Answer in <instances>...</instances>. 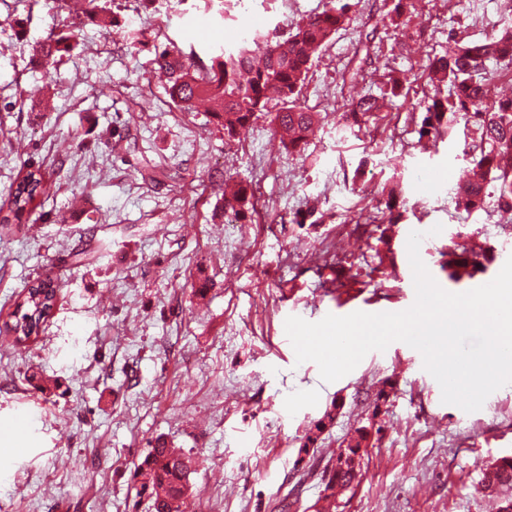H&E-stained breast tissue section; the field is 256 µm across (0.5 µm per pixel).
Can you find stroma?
Listing matches in <instances>:
<instances>
[{
  "label": "stroma",
  "mask_w": 512,
  "mask_h": 512,
  "mask_svg": "<svg viewBox=\"0 0 512 512\" xmlns=\"http://www.w3.org/2000/svg\"><path fill=\"white\" fill-rule=\"evenodd\" d=\"M328 3L115 0L117 25L104 29L59 0H0V205L27 171L47 182L28 221L0 228V322L34 281L58 286L39 336L0 340V424L32 418L28 439L0 435V512H149L133 474L158 440L194 462L186 512H315L330 457L361 425L373 434L336 512H496L477 486L489 461L512 455V384L465 412L442 403L421 354L398 342L327 383L314 362L297 363L285 321L401 311L415 298L407 239L419 224L443 227L419 254L445 290L502 269L497 258L449 281V244L512 246V212L493 199L456 210L475 130L420 136L419 103L447 94L432 64L451 41L512 29V8L351 0L298 89L321 121L292 152L263 116L226 139L209 113L180 111L153 70L157 50L203 68L244 25L279 36ZM61 28L77 45L47 75L31 55ZM393 75L398 97L349 117L353 99L383 95ZM228 179L253 186L249 221L224 213ZM79 203L84 216L70 221ZM329 409L333 424L301 452Z\"/></svg>",
  "instance_id": "obj_1"
}]
</instances>
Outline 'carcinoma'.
Here are the masks:
<instances>
[{"instance_id":"carcinoma-1","label":"carcinoma","mask_w":512,"mask_h":512,"mask_svg":"<svg viewBox=\"0 0 512 512\" xmlns=\"http://www.w3.org/2000/svg\"><path fill=\"white\" fill-rule=\"evenodd\" d=\"M349 3L338 0L320 13L300 19L282 41H262L258 33L242 41L236 48L211 58V65L193 69L171 50L155 54L154 70L168 83L172 101L182 109H193L199 100L210 105L216 125L229 137L237 130L268 111L270 94L283 100L271 123L280 133V142L288 150L306 145L319 122V114L296 104L298 86L304 80L315 54L326 45L348 18ZM104 0H83L86 21L100 25L104 19ZM73 49V35L52 34L34 48L32 62L48 70ZM512 66V30H505L481 42H456L448 54L434 63L435 72L448 82L449 94L434 97L422 105L420 136L442 135L443 129L462 119L478 131L479 150L473 161L479 175L457 184L456 205L470 214L485 209L488 187L498 194V201L512 211V97L492 101L486 84L490 80L489 64ZM381 109L380 101L364 96L352 104L350 115L357 118ZM43 190V176L29 171L19 181L8 203V213L0 224L21 222L33 210V204ZM254 190L251 185L236 183V188L224 194V212L238 220L248 218L254 210ZM485 271L477 257L448 251V279L458 283ZM56 298V288L50 280L32 284L14 313L13 322L5 327L12 342L21 345L41 332L50 316ZM165 442L157 441L137 470H151V486H140L137 495H146L152 512H163L166 500L182 497L183 482L190 469V458L182 453L163 451ZM360 457L348 456L337 475L324 482V498H336V491H345L358 476ZM484 488L497 491L512 487V463L496 470L483 471Z\"/></svg>"}]
</instances>
